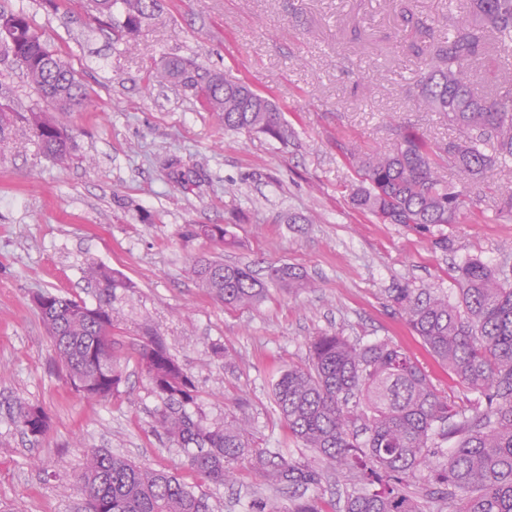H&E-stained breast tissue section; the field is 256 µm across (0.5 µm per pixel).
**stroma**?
Returning <instances> with one entry per match:
<instances>
[{"label":"stroma","mask_w":512,"mask_h":512,"mask_svg":"<svg viewBox=\"0 0 512 512\" xmlns=\"http://www.w3.org/2000/svg\"><path fill=\"white\" fill-rule=\"evenodd\" d=\"M460 0H163L161 15L134 44L94 23L92 0H0L32 20L51 50L85 88L84 104L61 112L18 69L0 63V88L17 111L47 112L70 128L68 167L27 145L0 152V512H83L70 484L91 448L176 475L205 494L212 512H248L272 495L249 461L234 486L201 479L186 452L155 428L161 402L135 352L138 330L160 328L169 353L192 375L208 423L244 415L257 448L317 464L289 432L273 386L280 372L309 362L312 336L331 332L367 342L387 337L427 371L449 405L467 393L395 311L399 283L454 292L455 266L477 257L512 275V219L495 203L512 189V165L469 187L471 204L446 229L449 251L430 234L380 224L354 210L356 174L345 147L391 149L398 126L432 147H447L448 117L416 107L424 70L414 44L446 40ZM428 33H420L418 23ZM246 81L273 99L291 134L280 144L225 130L193 91L156 84L165 59ZM299 223H289V216ZM226 224L215 248L189 230ZM227 263L300 268L310 285L270 286L253 309H231L200 288L189 256ZM96 260L132 281L119 292L113 330L123 382L90 402L54 361L50 337L32 303L50 291L93 302L84 274ZM39 406L48 431L40 443L8 419L16 402Z\"/></svg>","instance_id":"35a3bbf8"}]
</instances>
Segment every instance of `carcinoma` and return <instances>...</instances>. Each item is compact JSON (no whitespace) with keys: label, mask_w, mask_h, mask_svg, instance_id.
Masks as SVG:
<instances>
[{"label":"carcinoma","mask_w":512,"mask_h":512,"mask_svg":"<svg viewBox=\"0 0 512 512\" xmlns=\"http://www.w3.org/2000/svg\"><path fill=\"white\" fill-rule=\"evenodd\" d=\"M93 2L103 16L120 7L129 35L161 11L159 0ZM492 40L512 45V0H466L454 34L418 48L426 65L417 83L418 103L446 113L457 136L444 155L407 127L389 153L347 150L356 172L349 194L354 209L383 224L429 233L459 223L466 186L512 161V80L503 79L489 95L470 84L471 70ZM0 48L56 108L86 100L69 65L42 43L25 13H11L8 33L0 31ZM154 78L195 91L226 130L288 143L284 112L239 79L221 82L183 59L161 63ZM20 131L47 159L68 164L74 136L60 133L47 113L0 111V147L19 144ZM445 156L457 186L437 174ZM190 233L214 246L231 236L226 224H197ZM189 265L200 287L226 307H254L264 298L266 283L248 265L206 255L191 256ZM87 274L96 288L95 304L50 292L36 294L33 302L71 384L84 399L100 401L119 393L114 300L117 289L132 284L97 261L87 263ZM268 279L286 288L309 287L304 273L288 264L268 267ZM456 286L454 297L407 284L390 293L395 310L433 357L474 396L468 406L448 405L427 372L387 339L362 343L333 333L313 336L308 366L288 367L275 383V402L291 434L342 477L356 478L344 512H424L428 495L438 503L437 512H512V284L504 271L466 258L456 266ZM140 336V364L163 401L155 422L179 447L193 449L187 456L191 470L227 484L247 458L261 481L288 491L286 500L253 499L249 512H324L321 497L297 494L320 487V470L268 458L254 448L243 418L207 424L191 377L167 351L158 329L145 324ZM10 420L34 442L47 432L38 406L19 401ZM78 483L97 512H210L207 498L176 476L102 448L89 451Z\"/></svg>","instance_id":"obj_1"}]
</instances>
